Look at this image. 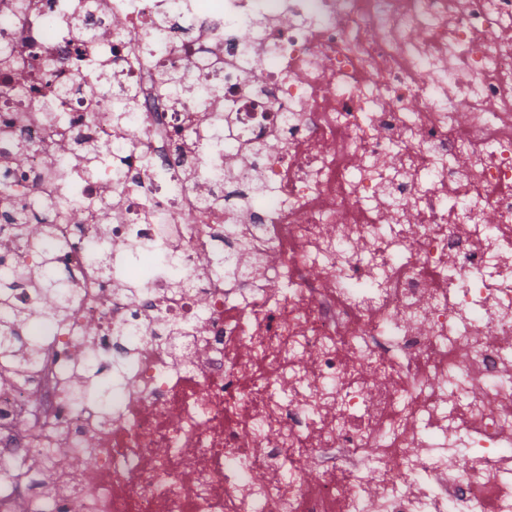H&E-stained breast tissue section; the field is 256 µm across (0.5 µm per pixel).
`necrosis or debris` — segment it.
<instances>
[{"instance_id": "1", "label": "necrosis or debris", "mask_w": 512, "mask_h": 512, "mask_svg": "<svg viewBox=\"0 0 512 512\" xmlns=\"http://www.w3.org/2000/svg\"><path fill=\"white\" fill-rule=\"evenodd\" d=\"M20 215L79 295L18 331L0 512H512V0H0L1 277ZM82 351L127 379L77 405ZM336 447L400 471L276 474Z\"/></svg>"}]
</instances>
